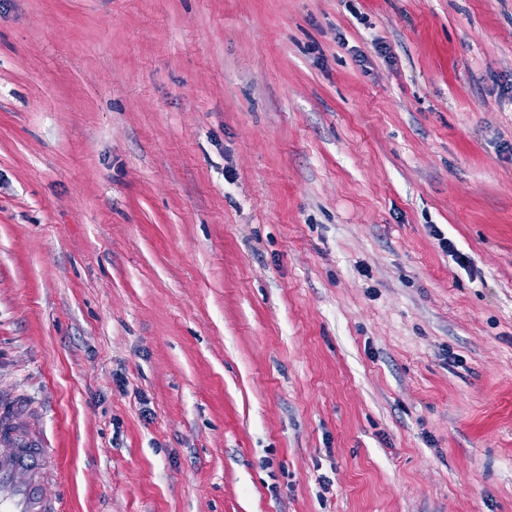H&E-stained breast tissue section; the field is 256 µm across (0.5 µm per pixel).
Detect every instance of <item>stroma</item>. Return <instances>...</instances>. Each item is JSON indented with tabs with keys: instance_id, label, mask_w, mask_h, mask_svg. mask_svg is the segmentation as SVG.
<instances>
[{
	"instance_id": "1",
	"label": "stroma",
	"mask_w": 512,
	"mask_h": 512,
	"mask_svg": "<svg viewBox=\"0 0 512 512\" xmlns=\"http://www.w3.org/2000/svg\"><path fill=\"white\" fill-rule=\"evenodd\" d=\"M0 396L58 512H512V0H0Z\"/></svg>"
}]
</instances>
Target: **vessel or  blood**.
I'll list each match as a JSON object with an SVG mask.
<instances>
[{
	"label": "vessel or blood",
	"instance_id": "vessel-or-blood-1",
	"mask_svg": "<svg viewBox=\"0 0 512 512\" xmlns=\"http://www.w3.org/2000/svg\"><path fill=\"white\" fill-rule=\"evenodd\" d=\"M0 512H57L43 491L53 459L45 440L30 431L28 411L0 407Z\"/></svg>",
	"mask_w": 512,
	"mask_h": 512
}]
</instances>
